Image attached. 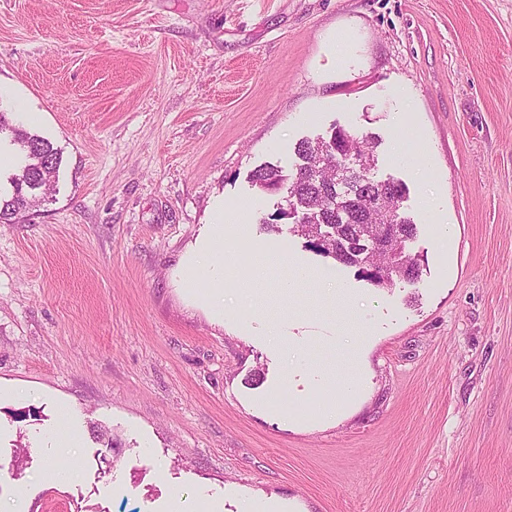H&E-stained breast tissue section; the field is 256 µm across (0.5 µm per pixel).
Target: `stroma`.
<instances>
[{
    "label": "stroma",
    "mask_w": 512,
    "mask_h": 512,
    "mask_svg": "<svg viewBox=\"0 0 512 512\" xmlns=\"http://www.w3.org/2000/svg\"><path fill=\"white\" fill-rule=\"evenodd\" d=\"M0 110L62 156L0 224V382L23 392L0 404L1 505L512 512V0H0ZM335 125L407 185L418 280L377 288L262 229L281 197L251 172ZM242 208L223 250H288L350 298L228 271L213 318L179 273ZM355 346L359 385L320 415L317 365ZM62 405L74 445L52 448Z\"/></svg>",
    "instance_id": "obj_1"
}]
</instances>
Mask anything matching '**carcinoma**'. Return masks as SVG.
Here are the masks:
<instances>
[{
    "label": "carcinoma",
    "mask_w": 512,
    "mask_h": 512,
    "mask_svg": "<svg viewBox=\"0 0 512 512\" xmlns=\"http://www.w3.org/2000/svg\"><path fill=\"white\" fill-rule=\"evenodd\" d=\"M9 131L11 142L22 154L18 173L11 177L12 191L0 193V223L37 206L55 182L61 156L52 143L37 133L11 123L0 111V134ZM332 144L322 138L305 139L295 147L297 162L291 173L266 163L251 173V183L261 192L277 191L288 183L291 199L284 209L262 220L263 229L278 231L279 221L302 214L304 224L291 230L307 239L315 251L345 265H359L364 277L378 288H391L399 281L420 276L418 259L407 252V242L416 234L415 222L402 211L406 184L388 178L355 173L349 169L351 152L377 160L379 137L359 135L338 127Z\"/></svg>",
    "instance_id": "1"
}]
</instances>
